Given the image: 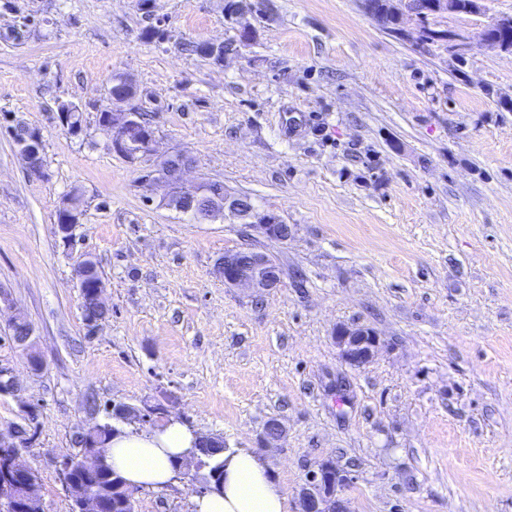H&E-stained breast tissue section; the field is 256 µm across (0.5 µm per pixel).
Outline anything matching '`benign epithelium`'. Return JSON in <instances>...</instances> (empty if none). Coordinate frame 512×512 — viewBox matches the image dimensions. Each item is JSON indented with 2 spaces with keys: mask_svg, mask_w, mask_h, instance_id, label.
<instances>
[{
  "mask_svg": "<svg viewBox=\"0 0 512 512\" xmlns=\"http://www.w3.org/2000/svg\"><path fill=\"white\" fill-rule=\"evenodd\" d=\"M364 12L386 30H391L390 21L401 23L406 17H416L422 12V5L430 6L438 16L452 14L458 16L481 17L485 15L486 0H386L384 8H378L374 0H359ZM512 29V14L502 15L491 21V25L481 27L480 43L502 51L506 47L494 37L488 35L489 27ZM448 47L458 55L470 48V37L460 32L448 33ZM140 101L136 96H129L116 102L112 113V130L108 137L112 151L131 164H140L153 155L156 143V131L139 129ZM195 165L194 158L186 151H173L161 155L145 169L143 181L162 183L167 192L161 205L171 208L186 198L208 194L204 181L192 187L184 186V174ZM62 222L56 224L57 233L67 240L79 224L82 212L73 208L64 199L59 208ZM201 221H231L248 231L259 232L269 239L288 240V226L275 214L261 213L252 200L244 195L224 192L222 195L210 196L207 212L199 217ZM217 274L224 279V285L249 288L257 293L277 287L281 282V271L276 262L267 254L250 248L224 252L216 264ZM25 323L24 335L16 339L17 344L30 349L33 347V327L26 322L20 312L11 315L9 323ZM334 342L340 358L354 368L369 364L378 352L381 340L378 334L365 327L336 326ZM101 426L96 425L80 433L81 452L64 465V482L71 500L72 512H105V502L97 492L75 485L71 470L78 466L87 473H94L100 466L101 445L96 435ZM285 434L284 426L277 420L265 424L263 432L264 446L270 447ZM26 447L24 430L18 428L10 436L0 435V501L15 506V501L22 499L29 505L41 504L39 481L22 459V448ZM350 479L323 466L312 471L300 492L301 512H350V502L343 495L344 487Z\"/></svg>",
  "mask_w": 512,
  "mask_h": 512,
  "instance_id": "benign-epithelium-1",
  "label": "benign epithelium"
}]
</instances>
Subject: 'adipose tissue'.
I'll list each match as a JSON object with an SVG mask.
<instances>
[{"mask_svg": "<svg viewBox=\"0 0 512 512\" xmlns=\"http://www.w3.org/2000/svg\"><path fill=\"white\" fill-rule=\"evenodd\" d=\"M202 434L169 417L153 428H127L112 435L107 460L132 488L173 483L174 464L195 448ZM193 512H288V496L265 460L247 448L224 454L223 490L195 497Z\"/></svg>", "mask_w": 512, "mask_h": 512, "instance_id": "obj_1", "label": "adipose tissue"}]
</instances>
